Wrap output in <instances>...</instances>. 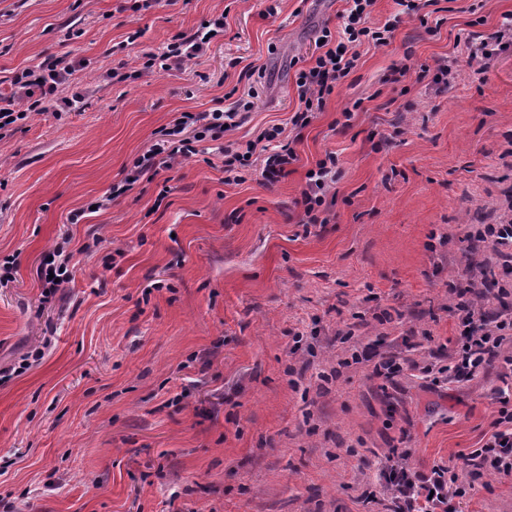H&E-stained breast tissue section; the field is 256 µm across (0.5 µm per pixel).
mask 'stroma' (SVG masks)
<instances>
[{
  "label": "stroma",
  "instance_id": "obj_1",
  "mask_svg": "<svg viewBox=\"0 0 512 512\" xmlns=\"http://www.w3.org/2000/svg\"><path fill=\"white\" fill-rule=\"evenodd\" d=\"M267 6L0 0V83L66 53L83 63L67 88L83 95L76 111L0 131V259L17 261L0 288V512H366L390 448H412L424 470L489 436L496 370L434 385L423 369L447 364L459 334L465 262L492 252L466 232L512 193V50L482 82L456 46L512 18V0H434V32L406 20L390 45L362 46L277 183H225L212 142L207 161L88 212L155 131L224 106L246 69L259 96L234 138L287 125L296 73L346 4ZM221 13L223 37L184 69L103 80ZM407 56L429 70L454 57L461 74L441 95L427 78L392 82ZM328 151L336 202L307 231L292 202ZM65 235L73 279L47 303L36 268ZM367 348L398 372L376 375ZM485 482L458 512H512V481Z\"/></svg>",
  "mask_w": 512,
  "mask_h": 512
}]
</instances>
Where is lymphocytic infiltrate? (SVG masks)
I'll use <instances>...</instances> for the list:
<instances>
[{"label":"lymphocytic infiltrate","instance_id":"1","mask_svg":"<svg viewBox=\"0 0 512 512\" xmlns=\"http://www.w3.org/2000/svg\"><path fill=\"white\" fill-rule=\"evenodd\" d=\"M376 0H351L341 15L342 30L332 34L322 29L318 51L306 60L296 74L299 107L290 118L293 130L302 131L311 125L338 83L352 72L360 57L359 49L368 44L376 47L389 45L397 28L388 21L378 25L371 16ZM224 32L223 16L209 19L206 25L193 32L177 34L159 53L146 52L141 56V67L132 73L112 69L105 73L108 81L139 78L157 71H178L205 52L213 35ZM469 63L475 73L486 76L494 58L512 49V23L505 22L490 36L470 32L463 38ZM77 67L75 60L62 56L15 74L8 92H0V125L10 126L27 118L32 112H45L49 107L57 111H72L80 102L79 94L65 96L63 90ZM258 91L244 89L231 102L208 112H185L171 127L160 130L154 143L136 157L126 177L99 197L97 208L108 207L112 200L130 191L139 181H153L161 171L170 169L177 160L187 161L200 154L204 141L220 142L224 159L225 183H239L246 172L260 168L262 177L271 183L287 176L289 166L298 155L284 129L272 125L259 129L253 139H229V132L245 124L255 107ZM338 157L328 151L306 173V186L299 204L300 224L309 227L325 224L333 201L331 190L336 185ZM74 253L64 243H56L50 258L42 259L37 275L43 285L44 297L56 294L60 285L72 279L71 264ZM487 291L473 293L459 304L461 336L458 338L448 363L440 367L443 380L462 383L471 380L480 367L503 361L502 382L512 381V354L503 352V346L512 337V317L487 307ZM501 409L494 430L480 448L471 452H457L448 462L433 463L424 471L411 468V449H390L388 473L383 495L368 494L364 500L379 506V512H457L455 499L473 494L475 482L484 473L492 472L503 479H512V397L500 396Z\"/></svg>","mask_w":512,"mask_h":512}]
</instances>
